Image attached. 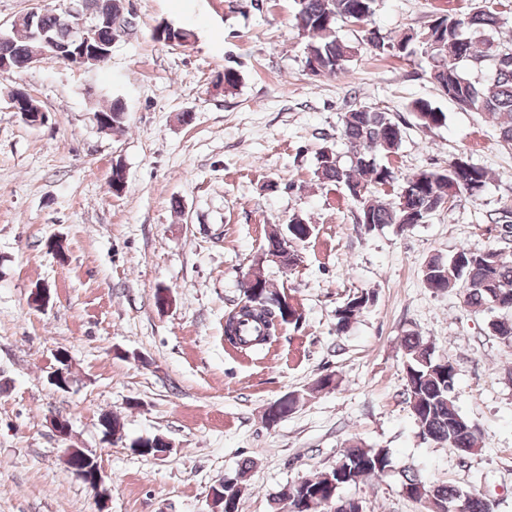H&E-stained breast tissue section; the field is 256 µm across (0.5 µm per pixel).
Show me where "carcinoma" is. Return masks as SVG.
<instances>
[{"label":"carcinoma","instance_id":"obj_1","mask_svg":"<svg viewBox=\"0 0 512 512\" xmlns=\"http://www.w3.org/2000/svg\"><path fill=\"white\" fill-rule=\"evenodd\" d=\"M297 27L308 38L305 66L317 64L324 75H335L347 67L355 47L336 35V22L356 24L368 20L375 0H296ZM111 24L101 27L97 36L112 45L115 35L133 28L132 15L121 0H110ZM503 22L491 0H479L471 12L462 17H438L419 31L408 32L390 42L370 31L363 42L372 52H395L407 56L420 48L429 61V79L460 108L477 112L493 122L499 142L512 148V35L505 36ZM0 40V54L7 57L14 70L29 67L33 55L52 51V46L71 42L73 33L60 12L37 9L26 14L5 32ZM418 124L423 128L441 126L447 116L432 102L416 99L411 103ZM89 111L101 113L112 127H120L126 110L120 100L106 107L91 104ZM341 136L348 148L349 163L343 164L329 147L318 157L317 178L345 190L359 204V223L367 231L386 224L412 227L425 223L441 209L450 191L456 198H476L488 179L487 171L463 158H454L435 170H421L403 178L396 198L383 202L385 187L397 180L394 169L379 162L399 149L403 127L391 114L379 108L354 105L342 117ZM312 225L293 218L268 238L265 257L297 265V244L308 240ZM427 288L435 292L463 290L464 303L476 310H495L499 316L489 325L490 333L504 342H512V264L503 260L500 250L480 252L461 249L443 259H430L423 272ZM263 287L245 293L229 313L224 334L231 345L251 350L255 338L269 340L283 324L298 322L300 314L288 311L275 298L276 292ZM374 294L357 293L345 299L334 312L336 333L341 334L363 314ZM405 402L409 405L418 434L436 441L459 454L479 445L477 428L470 424L454 405L457 369L447 357H437L432 348L416 334L402 340ZM298 397L288 396L275 410L266 411V419L276 423L288 416ZM395 469L386 448H371L356 442L336 459L325 472L304 481L287 483L276 496L277 504L287 512H337L340 490L358 486L368 479ZM404 495L422 505L426 512H490V501L478 494L463 492L451 485L431 486L409 468L400 471ZM246 470L235 471L232 481L214 497L222 512H238L244 492Z\"/></svg>","mask_w":512,"mask_h":512}]
</instances>
